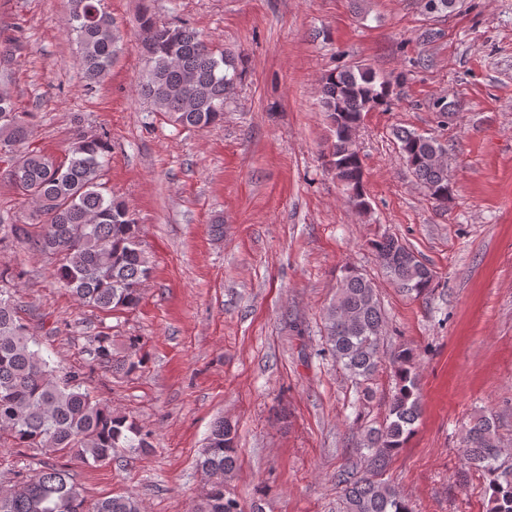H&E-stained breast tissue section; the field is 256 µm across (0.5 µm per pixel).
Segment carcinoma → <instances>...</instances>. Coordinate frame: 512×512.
I'll return each mask as SVG.
<instances>
[{
    "instance_id": "1",
    "label": "carcinoma",
    "mask_w": 512,
    "mask_h": 512,
    "mask_svg": "<svg viewBox=\"0 0 512 512\" xmlns=\"http://www.w3.org/2000/svg\"><path fill=\"white\" fill-rule=\"evenodd\" d=\"M68 34L78 48L81 70L95 86L122 50L105 0H71ZM145 73L140 93L154 111L174 125L205 128L224 118V101L241 72L235 59L200 38L187 25L170 26L154 15L140 17ZM391 83L370 68L345 69L322 83L326 118L335 130L330 165L347 191L350 206L368 207L363 172L355 148L363 114L386 106ZM35 113L20 112L10 78L0 68V148L8 149L4 175L25 203L33 204L29 224L0 221V248L18 240L35 245L54 264L56 280L80 306L99 312L135 308L152 268L142 249L136 219L104 181L111 143L103 133L74 130L64 156L58 158L28 145ZM400 153L428 196L448 202V164L433 157L445 147L411 131L398 135ZM383 276L407 296L431 288L433 270L414 257L398 238L383 235L370 242ZM24 271L0 268V443L39 450L49 458L40 468L18 473L0 490V512H141L136 494L126 491L88 501L74 482L69 465L112 462L118 449L145 453L149 433L83 389L79 372L60 374L41 351V343L18 315L13 291ZM327 350L349 375L369 378L380 364L384 315L376 283L355 269L342 270L336 299L326 308ZM98 365L133 371L139 362L114 358L112 336L101 332L89 348ZM395 386L386 422L366 431L360 447L367 453L336 472L344 512H412L408 499L382 479L393 456L415 432L421 414L418 364L410 349L395 356ZM464 457L469 468L488 481V512H512V470L503 467L494 418L481 412L464 426ZM236 429L217 420L198 466L208 488L197 512H244L238 500L224 496V483L237 467Z\"/></svg>"
}]
</instances>
